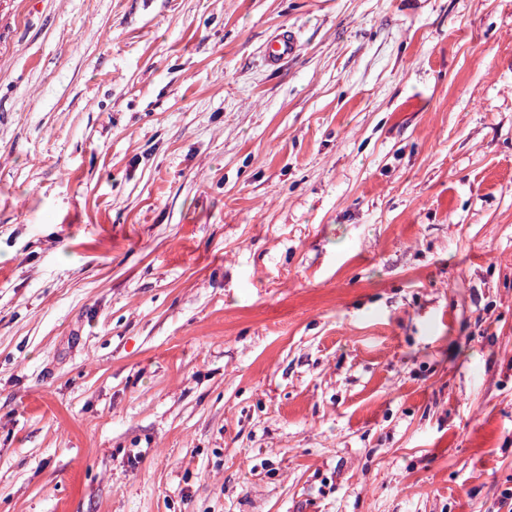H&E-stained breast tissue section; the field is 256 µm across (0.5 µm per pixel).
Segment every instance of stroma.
<instances>
[{
  "label": "stroma",
  "mask_w": 512,
  "mask_h": 512,
  "mask_svg": "<svg viewBox=\"0 0 512 512\" xmlns=\"http://www.w3.org/2000/svg\"><path fill=\"white\" fill-rule=\"evenodd\" d=\"M508 489L512 0H0V512ZM297 50V37L288 29H281L275 33L266 50V59L269 65H278L281 61L292 56Z\"/></svg>",
  "instance_id": "35a3bbf8"
}]
</instances>
